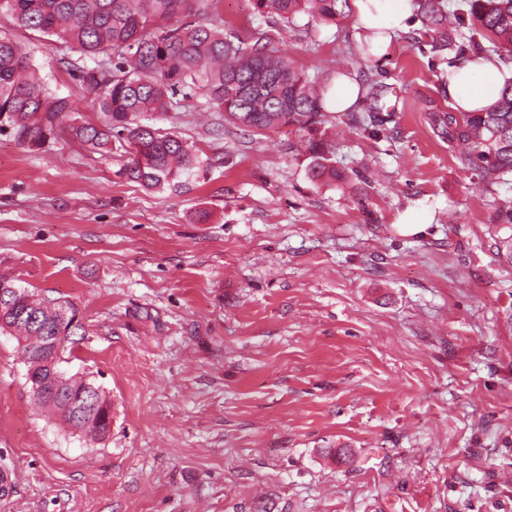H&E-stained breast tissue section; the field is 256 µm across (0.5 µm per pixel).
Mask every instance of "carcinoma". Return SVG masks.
<instances>
[{"mask_svg":"<svg viewBox=\"0 0 512 512\" xmlns=\"http://www.w3.org/2000/svg\"><path fill=\"white\" fill-rule=\"evenodd\" d=\"M209 0H0L14 24L80 53L59 63L92 95L99 122L67 124L73 104L53 92L24 46L0 30V134L40 147L69 133L90 149L124 150L125 175L149 190H163L192 170L198 157L172 132L139 121L148 112H167L202 92L209 108L246 133L322 122L315 82L298 72L271 41L252 46L224 37L217 22L194 17ZM454 17L449 45L459 55L492 50L512 56V0H464ZM349 0H255L260 13L292 25L300 14L334 20ZM437 29L447 21L437 0L420 4ZM432 123L448 146L467 150L460 162L496 184L512 175V83L485 112L433 113ZM313 181L336 178L324 151L311 145Z\"/></svg>","mask_w":512,"mask_h":512,"instance_id":"1","label":"carcinoma"}]
</instances>
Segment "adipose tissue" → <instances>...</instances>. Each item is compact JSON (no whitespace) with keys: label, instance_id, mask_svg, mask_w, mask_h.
I'll list each match as a JSON object with an SVG mask.
<instances>
[{"label":"adipose tissue","instance_id":"obj_1","mask_svg":"<svg viewBox=\"0 0 512 512\" xmlns=\"http://www.w3.org/2000/svg\"><path fill=\"white\" fill-rule=\"evenodd\" d=\"M358 24L355 39L377 57L386 56L397 33L407 31L414 12L413 0H354ZM512 64L494 55H470L449 67L442 78L448 104L457 112H483L498 99ZM365 88L357 74H340L324 92L329 111L341 113L357 109Z\"/></svg>","mask_w":512,"mask_h":512}]
</instances>
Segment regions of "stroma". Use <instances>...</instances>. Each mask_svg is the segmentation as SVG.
Segmentation results:
<instances>
[{"label":"stroma","mask_w":512,"mask_h":512,"mask_svg":"<svg viewBox=\"0 0 512 512\" xmlns=\"http://www.w3.org/2000/svg\"><path fill=\"white\" fill-rule=\"evenodd\" d=\"M207 15L319 85L357 73L378 122L249 135L194 96L148 117L199 158L175 192L69 135H0V274L77 307L64 369L112 401L107 441L66 429L0 334V470L18 475L0 512H512V177L486 184L431 123L452 50L419 17L375 59L352 12ZM0 29L96 121L65 47ZM308 139L343 179L309 178ZM414 205L433 222L406 235Z\"/></svg>","instance_id":"stroma-1"}]
</instances>
